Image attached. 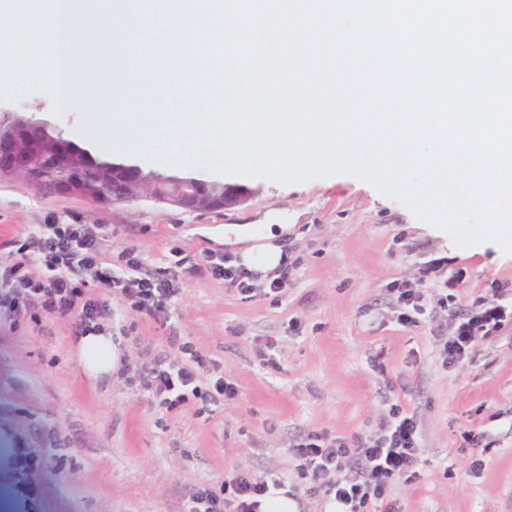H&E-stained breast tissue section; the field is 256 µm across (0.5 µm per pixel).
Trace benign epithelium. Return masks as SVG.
Segmentation results:
<instances>
[{
  "label": "benign epithelium",
  "mask_w": 512,
  "mask_h": 512,
  "mask_svg": "<svg viewBox=\"0 0 512 512\" xmlns=\"http://www.w3.org/2000/svg\"><path fill=\"white\" fill-rule=\"evenodd\" d=\"M53 154L52 165L56 177L60 178L73 169L75 156L66 150L50 149L43 144L34 146L20 141L16 130L11 127L0 126V178H22L29 181L32 186L38 185L37 178L41 177L44 159ZM163 188L168 196L162 201L183 210L191 209L194 198L188 195L187 186L173 180H155L150 187L144 188L138 194L131 196L124 194L116 199L118 203L140 201L144 198L153 200L158 189ZM249 190L243 186L230 185L224 190V207L229 208L240 204L248 197Z\"/></svg>",
  "instance_id": "7a95c632"
}]
</instances>
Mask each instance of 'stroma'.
Segmentation results:
<instances>
[{
  "instance_id": "1",
  "label": "stroma",
  "mask_w": 512,
  "mask_h": 512,
  "mask_svg": "<svg viewBox=\"0 0 512 512\" xmlns=\"http://www.w3.org/2000/svg\"><path fill=\"white\" fill-rule=\"evenodd\" d=\"M54 98L35 88L0 101V123L25 114L63 136L81 125L76 108L54 115ZM247 200L220 211L186 212L142 200L102 207L80 197L46 196L20 180L0 182V256L38 224H93L102 252L131 247L140 270L238 256L227 224H290L282 247L297 266L288 288L268 293L259 274L252 298L223 281L180 275L165 318L132 309L116 290L103 325L123 352L116 374L94 377L80 365L72 320L14 319L0 313V512H187L198 488H220L245 473L279 481L324 512L329 496L310 490L289 446L310 434L347 439L375 433L391 405L416 415L418 476L392 490L397 512H512V322L469 359L442 365L448 314L494 281L512 283V254L485 242L456 247L448 233L417 219L397 200L347 175L283 186L250 179ZM450 257L466 274L454 291L429 282L427 312L415 327L393 312L391 282L413 279L419 262ZM454 298L447 306L439 300ZM205 360L203 388L217 377L233 399H199L174 409L153 402L152 367ZM489 435L482 471L463 439ZM35 461L18 492L14 452Z\"/></svg>"
}]
</instances>
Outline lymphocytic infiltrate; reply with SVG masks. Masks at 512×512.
Returning a JSON list of instances; mask_svg holds the SVG:
<instances>
[{
    "mask_svg": "<svg viewBox=\"0 0 512 512\" xmlns=\"http://www.w3.org/2000/svg\"><path fill=\"white\" fill-rule=\"evenodd\" d=\"M12 248L20 260L0 273L8 285L0 293V309L15 317L29 315L34 321L45 314L74 319L75 331L80 336L101 331V319L112 313L107 301L91 297L85 279L90 271L95 272L99 282L118 290L131 308L153 318L166 313L177 295L178 271L183 267L223 281L247 299L255 290L254 274L225 254L208 256L202 264L188 265L180 259L175 263V271L143 274L128 248L117 256L127 271L116 274L103 265L98 235L87 224H41L35 232L15 240ZM34 255L45 267L46 276L26 269V260ZM448 264L445 257L429 260L420 267L416 279L391 284L389 291L401 325H417L425 315L427 281L441 276L445 287L453 289L464 280L463 272L446 274ZM511 319L512 289L491 283L471 304L452 313L442 351L443 366L467 360L479 343L498 337ZM183 352L189 355L190 365H159L150 370L146 386L162 405L172 409L194 399H208L213 392L227 399L236 397L235 385L221 377L214 382L212 392L203 391L195 372L196 365L203 362L202 357L188 346ZM291 453L300 478L312 487L326 488L340 505V512H369L370 506L381 501L386 504L384 512H396L394 504L386 503L385 498L398 479L417 476L419 426L415 415L405 414L394 404L373 435L349 440L311 434L293 444ZM268 488L267 481L236 474L225 478L220 489H199L192 497L189 512H257L258 498Z\"/></svg>",
    "mask_w": 512,
    "mask_h": 512,
    "instance_id": "lymphocytic-infiltrate-1",
    "label": "lymphocytic infiltrate"
}]
</instances>
